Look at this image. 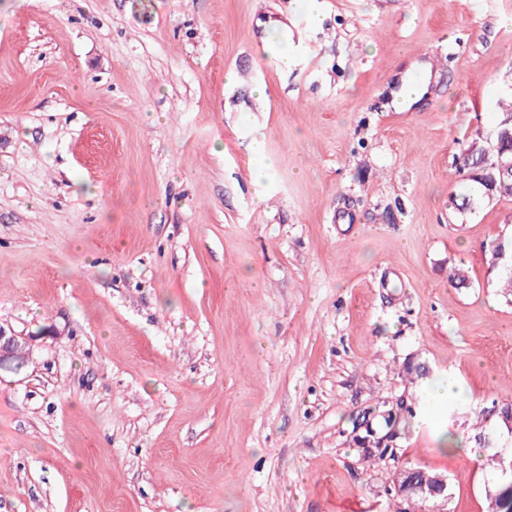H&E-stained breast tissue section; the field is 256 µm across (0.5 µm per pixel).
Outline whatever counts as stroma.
I'll use <instances>...</instances> for the list:
<instances>
[{
    "label": "stroma",
    "mask_w": 512,
    "mask_h": 512,
    "mask_svg": "<svg viewBox=\"0 0 512 512\" xmlns=\"http://www.w3.org/2000/svg\"><path fill=\"white\" fill-rule=\"evenodd\" d=\"M321 3L0 0V322L60 332L0 374V512H397L403 465L487 512L512 197L450 199L512 96V0ZM414 69L415 66L411 65V70ZM411 70H409L410 76L402 78L397 90L393 93V106L396 109H409L417 105L428 91L430 82L429 69L427 67L424 68L419 77L413 75Z\"/></svg>",
    "instance_id": "1"
}]
</instances>
